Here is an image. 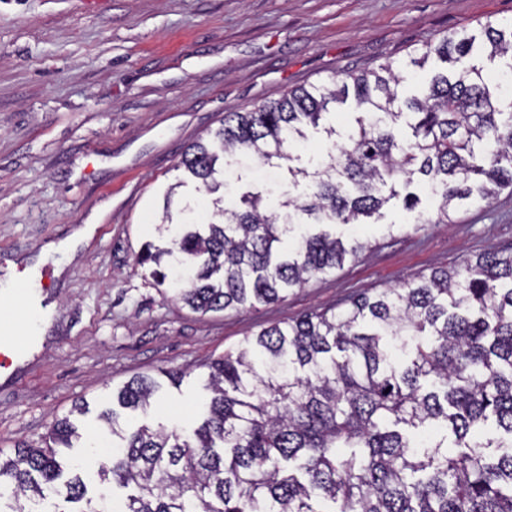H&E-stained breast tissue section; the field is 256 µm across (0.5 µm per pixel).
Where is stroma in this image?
Returning a JSON list of instances; mask_svg holds the SVG:
<instances>
[{
	"label": "stroma",
	"mask_w": 512,
	"mask_h": 512,
	"mask_svg": "<svg viewBox=\"0 0 512 512\" xmlns=\"http://www.w3.org/2000/svg\"><path fill=\"white\" fill-rule=\"evenodd\" d=\"M512 22V0H0V252L18 268L78 238L46 289L56 304L27 373L0 372V447H41L54 417L85 400L78 423L98 452L79 457L89 495L112 434L98 413L136 376L166 370L178 387L149 422L199 423L207 364L272 324L399 288L465 256L512 246V191L416 224L400 201L371 223L336 225L371 251L290 290L284 301L200 315L157 285L136 256L159 242L164 212L208 195L188 180L186 147L226 113L349 70L409 63L425 43Z\"/></svg>",
	"instance_id": "obj_1"
}]
</instances>
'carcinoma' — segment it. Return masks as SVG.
<instances>
[{
    "mask_svg": "<svg viewBox=\"0 0 512 512\" xmlns=\"http://www.w3.org/2000/svg\"><path fill=\"white\" fill-rule=\"evenodd\" d=\"M484 53L512 72V24L447 35L410 63ZM403 80L387 62L225 115L179 162L216 195L208 218L189 205L177 224L165 214L157 230L175 224L179 234L169 247L146 244L138 263L161 281L181 266L177 297L202 315L271 304L370 249L328 226L361 224L393 199L418 221L450 224L458 208L511 189L512 97L489 87L483 65L436 74L407 98ZM350 98L344 143L302 156L303 127ZM244 157L294 189L276 212L258 188L226 203L224 171ZM415 181L439 199L435 217L417 211ZM208 369L188 434L100 414L114 451L98 476L132 488L124 512H512V248L272 324ZM161 387L137 376L114 400L145 416ZM80 438L65 416L45 447L0 450V512H44L63 476L59 449ZM66 488L85 501L78 512H108L85 498L80 475Z\"/></svg>",
    "mask_w": 512,
    "mask_h": 512,
    "instance_id": "cac0c4a2",
    "label": "carcinoma"
}]
</instances>
